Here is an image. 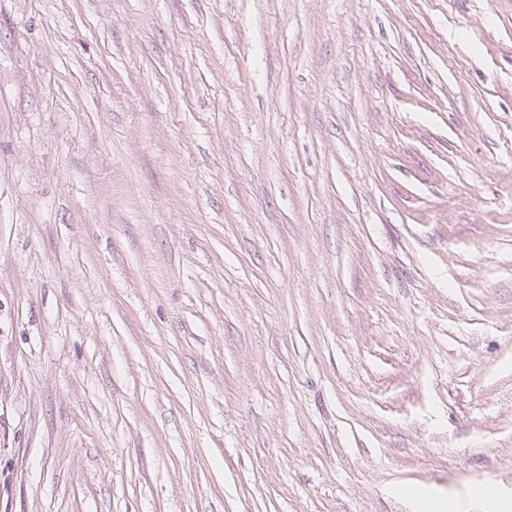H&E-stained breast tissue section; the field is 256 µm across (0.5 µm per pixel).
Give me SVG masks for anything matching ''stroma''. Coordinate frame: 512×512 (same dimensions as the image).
<instances>
[{
  "instance_id": "35a3bbf8",
  "label": "stroma",
  "mask_w": 512,
  "mask_h": 512,
  "mask_svg": "<svg viewBox=\"0 0 512 512\" xmlns=\"http://www.w3.org/2000/svg\"><path fill=\"white\" fill-rule=\"evenodd\" d=\"M512 502V0H0V512Z\"/></svg>"
}]
</instances>
